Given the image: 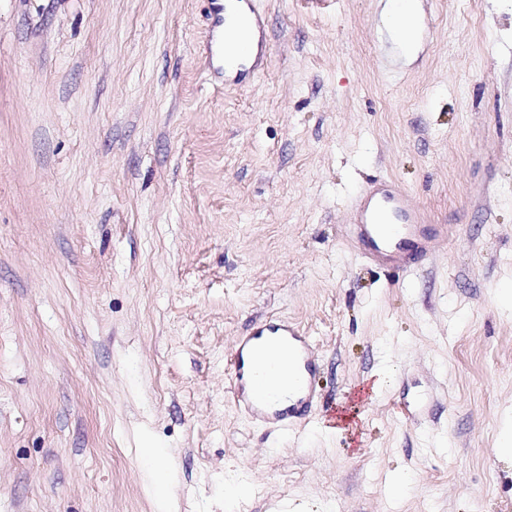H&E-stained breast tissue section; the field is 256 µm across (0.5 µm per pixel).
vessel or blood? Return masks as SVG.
<instances>
[{
    "label": "vessel or blood",
    "mask_w": 512,
    "mask_h": 512,
    "mask_svg": "<svg viewBox=\"0 0 512 512\" xmlns=\"http://www.w3.org/2000/svg\"><path fill=\"white\" fill-rule=\"evenodd\" d=\"M214 25L223 29V39L228 44L225 68L232 70L239 82L253 76L267 59L266 38H259L255 62L247 67L239 62L247 53L246 42L241 35L227 31L223 7H216ZM425 220V213L410 195L395 182L387 181L362 191L350 227L353 240L370 263L407 273L415 269V256L432 254L448 244L447 225L429 226ZM269 334L281 336L288 343L287 399L273 395L279 387L277 378L259 374L257 336L242 340L231 356L234 368L231 393L256 421L285 428L304 419L318 398L314 345L309 336L285 322L266 324L258 336Z\"/></svg>",
    "instance_id": "b4317fda"
}]
</instances>
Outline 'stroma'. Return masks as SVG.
Listing matches in <instances>:
<instances>
[{
    "label": "stroma",
    "mask_w": 512,
    "mask_h": 512,
    "mask_svg": "<svg viewBox=\"0 0 512 512\" xmlns=\"http://www.w3.org/2000/svg\"><path fill=\"white\" fill-rule=\"evenodd\" d=\"M386 2L257 0L234 86L209 0H0V512H155L149 446L175 512H512V0H421L411 57ZM373 179L454 231L415 274L351 238ZM275 319L279 430L230 395ZM269 334L282 336L288 343L289 388L288 375L259 376L261 363L257 355H261L262 350L256 355V341ZM231 364L234 368L232 396L256 421L288 428L304 419L318 399L314 345L309 336L290 323L266 324L255 335L242 340L232 353ZM284 388L288 389V405L272 395L273 390Z\"/></svg>",
    "instance_id": "35a3bbf8"
}]
</instances>
